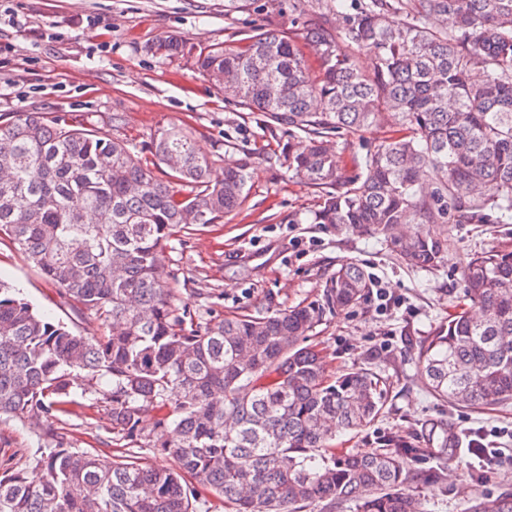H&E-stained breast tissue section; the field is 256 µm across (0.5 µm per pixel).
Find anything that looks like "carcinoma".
Returning <instances> with one entry per match:
<instances>
[{"label": "carcinoma", "instance_id": "obj_1", "mask_svg": "<svg viewBox=\"0 0 512 512\" xmlns=\"http://www.w3.org/2000/svg\"><path fill=\"white\" fill-rule=\"evenodd\" d=\"M300 33L254 29L236 49L197 53L183 36L151 54L194 55L230 103L288 135L292 176L321 193L314 223L383 235L401 262L434 268L448 244L430 225L512 214V0H298ZM320 54L309 71L297 37ZM374 50L371 68L358 56ZM479 69L482 78L471 80ZM119 118L91 122L14 112L0 120V241L59 287L101 334L82 336L34 310L0 281V417L35 420L56 447L0 473V512H197L210 492L227 512H424L405 488L400 458L419 454L391 438L369 454L338 455L336 435L377 416L368 372L326 375L307 344L326 312L357 304L371 282L349 263L324 299L264 317L194 320L163 276L173 239L218 224L245 198L249 158L211 184L213 154L184 126L156 131L148 151L112 136ZM386 130L348 178L329 142ZM462 277L471 314L448 317L418 352L427 389L452 405L512 401V252L470 258ZM112 421L120 454L63 447L59 414L84 379ZM155 411L152 447L177 469L135 452ZM471 512H512V497L480 498Z\"/></svg>", "mask_w": 512, "mask_h": 512}]
</instances>
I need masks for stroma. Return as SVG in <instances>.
I'll list each match as a JSON object with an SVG mask.
<instances>
[{"label":"stroma","instance_id":"35a3bbf8","mask_svg":"<svg viewBox=\"0 0 512 512\" xmlns=\"http://www.w3.org/2000/svg\"><path fill=\"white\" fill-rule=\"evenodd\" d=\"M289 0H251L225 15L224 0H0V114L47 112L105 119L119 115L118 138L145 145L160 127L175 123L196 130L215 156L212 181L224 163L252 158L245 201L223 223L172 241L164 276L177 290L178 305L204 322L227 316H265L322 298L341 265L360 264L372 291L355 307L326 315L311 339L328 375L365 370L378 378L383 406L374 422L337 436L343 452H373L400 436L421 450L406 456L409 486L424 498L425 512H469L475 500L512 494V403L472 411L436 399L417 373V355L427 336L449 315L466 307L461 268L478 253L512 252V220L435 226L448 241L434 268H411L380 235L346 233L314 223L319 193L289 176L280 155L285 136L269 131L250 112L229 106L194 57L163 60L150 46L169 35L196 47L242 45L245 31L288 29ZM0 280L38 311L86 336L99 325L70 311L59 290L10 247L0 248ZM65 443L91 452L106 450L111 426L103 405L78 403L65 418ZM454 435L504 429L503 452L484 477L470 474L466 449L428 454L433 427ZM51 439L28 420L0 419V446L13 454L1 461L28 466ZM439 471L436 486L423 477Z\"/></svg>","mask_w":512,"mask_h":512}]
</instances>
